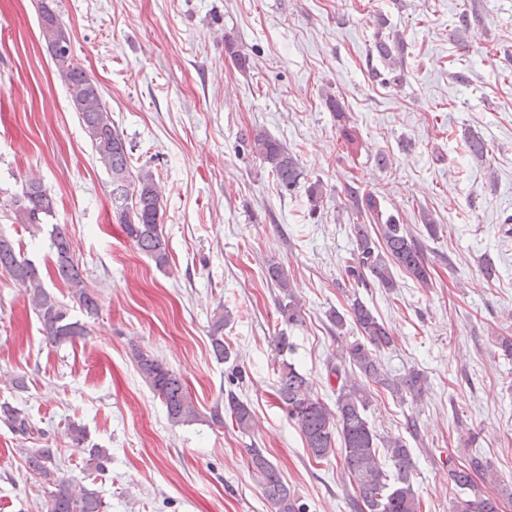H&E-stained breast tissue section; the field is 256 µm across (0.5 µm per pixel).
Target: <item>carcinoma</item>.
<instances>
[{"mask_svg":"<svg viewBox=\"0 0 512 512\" xmlns=\"http://www.w3.org/2000/svg\"><path fill=\"white\" fill-rule=\"evenodd\" d=\"M480 24L481 17L477 12L463 11L457 17L455 32L459 36L465 35ZM61 29L55 11L46 3L41 5V33L47 46L58 41ZM375 50L384 61L404 64V44L398 37L391 43L377 39ZM56 66L98 161L111 177L112 188L125 189L124 199L112 202L119 214L122 231L157 268H166L169 246L159 229L161 205L155 175L148 168L131 175L132 149L114 126L97 84L85 70L71 59L64 60L62 54ZM251 151L270 167L283 188L290 191L301 184L304 172L296 157L280 141L257 131L252 136ZM348 195L359 216L377 210L373 194L361 196L351 188ZM13 205L14 220L30 225L34 233L42 230V225L55 215L51 194L36 179L21 183ZM354 233L357 259L356 266L350 269L354 283L365 281L364 273L367 272L379 287L390 290L396 287L392 272L396 267L419 284H428L422 253L404 225L390 218L379 225L375 233L364 224L354 225ZM49 241L54 273L65 284L70 301L90 315L96 313L97 299L74 262L69 236L63 228L53 224ZM0 272L9 275L23 288L49 345L58 348L84 336L83 326L71 319L68 305L46 287L39 268L24 256L19 243L2 231ZM267 276L282 294L278 300L282 321L288 326L301 322V305L288 272L273 263L268 266ZM331 321L336 329L348 327L359 335V339L341 346L340 364L330 369V374L336 378L334 406L323 402L314 393L309 379L286 359L279 364L276 400L302 434L312 457L327 460L340 455L347 477L346 494L355 512H421V502L413 487L416 463L412 450L400 437L388 441L384 444L388 465H383L379 458L378 438L369 425L366 412L371 387L387 391L402 401L416 402L424 395L427 379L415 369L398 376L384 370L378 353L391 346L390 333L360 299L352 301L349 317L336 312L331 315ZM226 322L224 314L220 313L214 315L211 324V345L220 360L230 358V346L224 344ZM134 358L140 376L160 398L173 425H188L198 420L200 413L180 375L140 348L135 349ZM224 410L230 413L239 431L248 433L253 429L252 410L237 396L228 395ZM0 422L22 437L29 438L37 433L25 410L8 402L0 403ZM67 436L72 446L87 454L89 469L105 470L111 457L105 448L88 447L83 426L70 424ZM56 452L55 448H35L25 458V467L43 481L46 512H104V501L96 489L57 475ZM249 455L251 469L272 512H305V504L300 502L296 491L283 480L277 466L261 449L251 448ZM478 478L484 483H495V475L489 473V466L479 456L470 457L465 464L449 467L448 480L462 493L452 501L451 512H499L498 499L478 486Z\"/></svg>","mask_w":512,"mask_h":512,"instance_id":"1","label":"carcinoma"}]
</instances>
